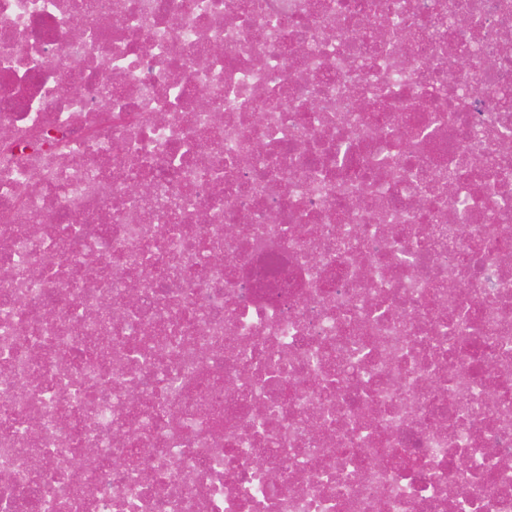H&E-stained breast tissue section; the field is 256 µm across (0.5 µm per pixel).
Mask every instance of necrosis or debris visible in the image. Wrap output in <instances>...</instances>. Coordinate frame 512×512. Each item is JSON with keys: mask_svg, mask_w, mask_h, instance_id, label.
I'll return each instance as SVG.
<instances>
[{"mask_svg": "<svg viewBox=\"0 0 512 512\" xmlns=\"http://www.w3.org/2000/svg\"><path fill=\"white\" fill-rule=\"evenodd\" d=\"M0 512H512V0H0Z\"/></svg>", "mask_w": 512, "mask_h": 512, "instance_id": "obj_1", "label": "necrosis or debris"}]
</instances>
